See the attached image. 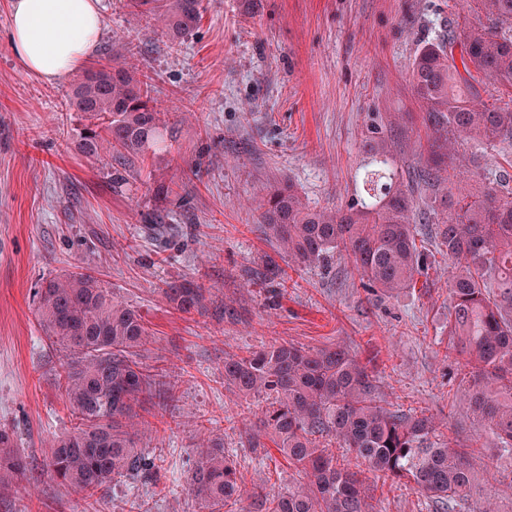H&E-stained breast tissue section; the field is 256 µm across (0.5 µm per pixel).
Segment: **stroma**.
I'll return each instance as SVG.
<instances>
[{"mask_svg": "<svg viewBox=\"0 0 512 512\" xmlns=\"http://www.w3.org/2000/svg\"><path fill=\"white\" fill-rule=\"evenodd\" d=\"M104 28L93 67L117 63L146 82L173 136L112 183L107 159L79 154L73 83L24 73L8 45L10 0H0V428L28 458L0 490V512H200L189 491L198 444L223 438L246 482L274 494L297 473L274 448H253L264 398L224 385V356L271 343L341 345L366 364L378 396L435 417L467 449L481 497L512 512V452L460 405L470 368L448 352V266L427 205L430 132L409 85L419 49L468 15L465 0H202L199 26L171 41L162 18L101 0ZM383 129L395 165L415 189L418 240L429 255L416 288L367 293L345 253L329 268L277 256L258 225L270 186L292 182L312 207L340 208L361 189L362 150ZM512 188V142L475 159L452 158L466 187L483 189L480 164ZM169 188L156 199L157 184ZM278 258L287 280L268 272ZM97 272L136 307L154 335L137 355L173 387L148 401L141 440L158 480L114 481L87 498L48 473L52 440L72 427L57 387L62 355L38 323L35 288L65 270ZM194 282L200 310L175 311L164 291ZM378 512H432L410 486L365 474Z\"/></svg>", "mask_w": 512, "mask_h": 512, "instance_id": "35a3bbf8", "label": "stroma"}]
</instances>
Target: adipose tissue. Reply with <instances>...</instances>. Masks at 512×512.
Wrapping results in <instances>:
<instances>
[{
    "label": "adipose tissue",
    "instance_id": "1",
    "mask_svg": "<svg viewBox=\"0 0 512 512\" xmlns=\"http://www.w3.org/2000/svg\"><path fill=\"white\" fill-rule=\"evenodd\" d=\"M102 28L100 0H12L9 46L27 74L61 84L94 52Z\"/></svg>",
    "mask_w": 512,
    "mask_h": 512
}]
</instances>
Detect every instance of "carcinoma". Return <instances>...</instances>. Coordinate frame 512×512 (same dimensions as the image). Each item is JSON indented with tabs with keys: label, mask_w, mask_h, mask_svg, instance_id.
Masks as SVG:
<instances>
[{
	"label": "carcinoma",
	"mask_w": 512,
	"mask_h": 512,
	"mask_svg": "<svg viewBox=\"0 0 512 512\" xmlns=\"http://www.w3.org/2000/svg\"><path fill=\"white\" fill-rule=\"evenodd\" d=\"M131 7L163 9L175 36L201 20V0H129ZM488 24L465 21L448 37L425 43L412 64L410 84L432 132L429 169L422 180L439 187L431 209L442 252L450 261L449 349L466 358L471 380L459 399L488 426L500 447L512 449V190L473 193L448 188V160L458 140L476 151L512 142V0H470ZM506 96L499 104L478 102L484 80ZM89 124L77 148L88 157L109 153L120 169L148 151L167 148L171 128L152 104L145 83L123 66L92 67L79 80L70 102ZM366 197L342 210L315 209L293 186L271 190L263 233L278 253L305 267L327 263L345 252L363 285L394 296L416 287L428 266L417 244L416 204L400 179L385 138L364 144ZM175 310L201 306L204 289L188 283L166 290ZM39 324L51 345L64 353L59 387L75 417L73 430L55 439L51 476L75 493L105 491L117 478L157 477L153 459L138 446L134 405L153 385L136 359L152 330L90 271H69L36 290ZM224 384L244 396L271 399L253 447L272 444L304 481L270 496L263 484L246 487L224 452L222 440H203L191 475V492L202 512H223L244 499L256 512H376L371 496L351 468L338 463L322 443L333 437L369 472L412 488L436 512H462L476 488L467 454L425 412L392 409L377 400L376 380L341 346L311 348L273 344L224 356ZM26 470L12 433L0 428V486Z\"/></svg>",
	"instance_id": "cac0c4a2"
}]
</instances>
